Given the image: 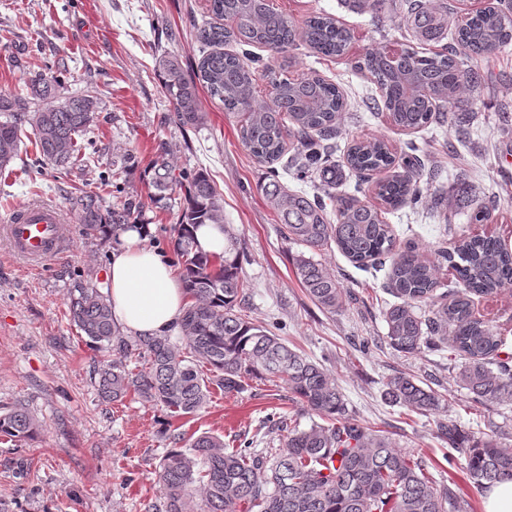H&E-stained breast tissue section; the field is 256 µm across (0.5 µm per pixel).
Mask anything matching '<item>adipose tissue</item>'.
Segmentation results:
<instances>
[{
	"label": "adipose tissue",
	"instance_id": "obj_1",
	"mask_svg": "<svg viewBox=\"0 0 512 512\" xmlns=\"http://www.w3.org/2000/svg\"><path fill=\"white\" fill-rule=\"evenodd\" d=\"M151 225L122 230L107 272L115 327L127 336H170L180 327L184 285L176 257L147 247Z\"/></svg>",
	"mask_w": 512,
	"mask_h": 512
}]
</instances>
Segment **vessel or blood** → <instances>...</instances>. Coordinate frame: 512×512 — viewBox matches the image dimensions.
Returning <instances> with one entry per match:
<instances>
[{
	"mask_svg": "<svg viewBox=\"0 0 512 512\" xmlns=\"http://www.w3.org/2000/svg\"><path fill=\"white\" fill-rule=\"evenodd\" d=\"M0 234L7 238L11 252L33 267L57 258L69 239L60 209L36 203L18 206L0 217Z\"/></svg>",
	"mask_w": 512,
	"mask_h": 512,
	"instance_id": "1",
	"label": "vessel or blood"
}]
</instances>
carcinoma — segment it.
<instances>
[{
	"label": "carcinoma",
	"instance_id": "1",
	"mask_svg": "<svg viewBox=\"0 0 512 512\" xmlns=\"http://www.w3.org/2000/svg\"><path fill=\"white\" fill-rule=\"evenodd\" d=\"M405 22L418 40H432L448 31V0H405ZM215 21L195 28L202 55L196 68L165 53L156 59L173 119L182 127H200L207 114L198 85L241 118V139L261 165L280 160L286 136L296 145L291 165L301 178L318 181L309 197L288 190L274 178L261 187L283 226L285 238L311 250L333 241L359 266L388 258L390 291L401 302L387 307L386 339L395 350L414 354L446 342L464 359L457 381L481 405L512 398V367L495 360L501 340L492 325L477 319L470 299L456 296L436 301L433 265L409 248L395 252L389 225L378 210L334 190L349 170L360 178L387 172L395 159L381 138L355 140L346 151V166L331 160L336 152L337 120L345 110L340 88L315 74L291 79L272 63L258 71L245 63L247 54L224 46H261L273 56H286L300 45L326 57L344 56L352 36L326 14L297 22L270 7L266 0H210ZM235 24L224 26V18ZM512 45V3L479 9L457 29L453 44L441 52L421 55L401 44L366 52L357 68L368 72L383 91L374 108L389 113L402 130L418 131L432 123L456 126L464 114L453 110L459 95L485 81L465 60L488 56ZM268 80L270 96H256V84ZM24 93L0 92V169L17 156L22 127H31L39 162L64 167L71 163L77 137L93 125L99 98L89 91L64 94L57 77L37 74ZM160 147L150 166L151 204L175 205L178 224L173 248L180 258L188 305L180 323L184 348L169 336L130 337L112 324V308L100 289L78 281L68 289L73 324L107 357L97 371L95 387L104 400L121 401L133 394L159 405L174 419H192L210 402L213 389L226 393L244 389L250 377L282 380L291 394L322 419L308 428L288 430L282 447L258 451L227 448L218 436L202 434L186 448H168L155 470L158 498L151 512H448L458 498L452 487H440L422 458L393 446L391 439L349 418L336 382L324 367L290 348L268 328L242 314L246 292L240 279L243 247L234 228L224 223L223 198L202 170H173ZM425 167L412 154L402 171L378 182V198L396 208L417 204V181ZM184 201H172L173 190ZM85 235L117 234L145 203L131 196L120 207L105 209L100 196L82 191L70 197ZM336 212V223L329 211ZM224 225V258L210 259L195 251L190 227ZM466 291L478 295L512 285V250L490 236L464 239L445 256ZM294 273L310 299L334 313L344 302L335 277L305 254L295 258ZM386 399L427 415L441 404V394L410 375L386 383ZM42 422L16 404L0 411V436L29 440ZM439 437L464 459V469L483 489L512 481V450L492 438L475 441L458 424L438 425Z\"/></svg>",
	"mask_w": 512,
	"mask_h": 512
}]
</instances>
